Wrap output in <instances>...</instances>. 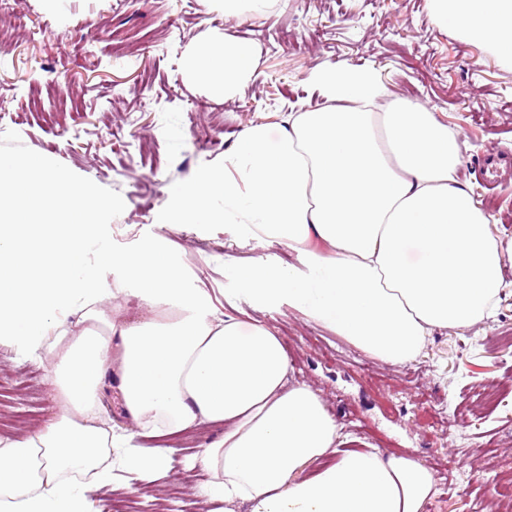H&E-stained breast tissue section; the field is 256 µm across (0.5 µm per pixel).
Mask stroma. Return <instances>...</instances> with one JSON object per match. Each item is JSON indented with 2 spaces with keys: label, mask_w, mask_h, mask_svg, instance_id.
Listing matches in <instances>:
<instances>
[{
  "label": "stroma",
  "mask_w": 512,
  "mask_h": 512,
  "mask_svg": "<svg viewBox=\"0 0 512 512\" xmlns=\"http://www.w3.org/2000/svg\"><path fill=\"white\" fill-rule=\"evenodd\" d=\"M22 29L0 53V153L43 154L101 187L123 207L95 238L118 249L165 239L185 271L221 312L240 306L283 339L296 381L311 387L356 445L412 454L431 467L437 492L425 512H501L499 485L512 476V264L494 319L433 330L422 355L386 364L296 311L247 304L224 275V260L274 257L222 224H162L180 184L223 161L255 122L325 106L306 81L325 62L372 66L393 96L416 101L455 130L457 177L496 215L512 239V68L479 44L430 21L428 0H276L262 12L227 15L207 0H15L0 27ZM224 34L259 48L258 77L224 102L183 81L181 61L198 35ZM221 128L222 153L199 145L201 127ZM147 145L130 164L122 146ZM503 158L494 184L484 171ZM44 363L0 344V436L42 428L58 410ZM219 427H199L178 443L171 476L135 495L105 492L104 512H212L196 492L205 475L184 460Z\"/></svg>",
  "instance_id": "stroma-1"
}]
</instances>
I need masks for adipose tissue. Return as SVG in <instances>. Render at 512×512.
<instances>
[{"label":"adipose tissue","mask_w":512,"mask_h":512,"mask_svg":"<svg viewBox=\"0 0 512 512\" xmlns=\"http://www.w3.org/2000/svg\"><path fill=\"white\" fill-rule=\"evenodd\" d=\"M428 7L434 25L512 66V0ZM257 56L252 42L203 35L182 75L232 100L256 78ZM306 80L326 107L246 128L231 155L175 192L162 223L222 224L296 252L295 265L224 269L252 305H288L391 365L416 360L432 329L492 319L512 241L457 182L455 131L420 103L389 99L376 68L328 62ZM112 207L49 157L0 155V343L46 362L59 401L43 429L0 437V512H95L94 492L162 483L173 438L202 424L224 431L193 457L208 475L198 494L224 512H424L432 471L409 454L341 447L271 328L217 314L163 245L117 251L93 238ZM107 264L135 283L147 317L126 322L110 305ZM107 377L131 430L100 415Z\"/></svg>","instance_id":"adipose-tissue-1"}]
</instances>
